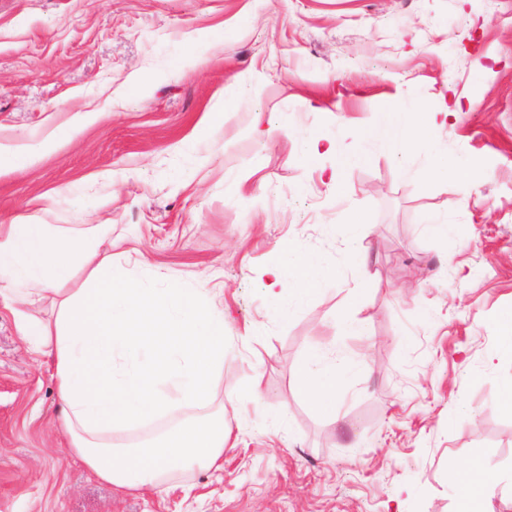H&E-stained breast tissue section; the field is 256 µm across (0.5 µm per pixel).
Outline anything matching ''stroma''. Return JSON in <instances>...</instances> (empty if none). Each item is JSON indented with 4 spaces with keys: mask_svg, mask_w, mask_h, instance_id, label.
Wrapping results in <instances>:
<instances>
[{
    "mask_svg": "<svg viewBox=\"0 0 512 512\" xmlns=\"http://www.w3.org/2000/svg\"><path fill=\"white\" fill-rule=\"evenodd\" d=\"M444 103L441 151L491 172L471 194L421 154L371 147L334 185L332 158L303 151L313 132L356 151L371 110ZM258 113L281 134L254 133ZM0 144L36 155L0 172V225L108 224L124 280L205 289L224 318L225 427L217 464L165 493L95 479L66 457L52 369L0 296V512H456L448 470L474 456L487 512H512V357L497 346L512 309V0H0ZM432 214L464 235L430 236ZM349 224L368 232L374 283L346 256ZM281 243L336 272L285 318L263 275ZM315 344L364 362L332 419L298 389Z\"/></svg>",
    "mask_w": 512,
    "mask_h": 512,
    "instance_id": "35a3bbf8",
    "label": "stroma"
}]
</instances>
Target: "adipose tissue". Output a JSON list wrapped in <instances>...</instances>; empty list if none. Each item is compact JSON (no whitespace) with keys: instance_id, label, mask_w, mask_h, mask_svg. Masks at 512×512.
Masks as SVG:
<instances>
[{"instance_id":"obj_1","label":"adipose tissue","mask_w":512,"mask_h":512,"mask_svg":"<svg viewBox=\"0 0 512 512\" xmlns=\"http://www.w3.org/2000/svg\"><path fill=\"white\" fill-rule=\"evenodd\" d=\"M448 116L444 106L380 110L358 136L403 160L425 154L432 176L455 177L469 190L478 174L467 160L444 156L430 136ZM111 241L108 224L67 232L47 224H9L0 229V282L18 285V330L34 353L52 363L67 454L116 488L160 493L169 472L211 467L224 453V423L208 413L210 384L224 364V320L213 313L204 289L116 283L111 257L100 254ZM76 261L94 265L82 288L67 285ZM286 273L297 282L287 295L279 289ZM327 274L318 254L276 246L264 271L273 314L288 316ZM48 298L57 302L51 321L37 314ZM357 366L353 357L334 360L308 348L299 391L315 411L335 414L336 392ZM174 406L190 409L191 417L137 445H113V429L137 426ZM452 478L458 512H483V461L456 466Z\"/></svg>"}]
</instances>
